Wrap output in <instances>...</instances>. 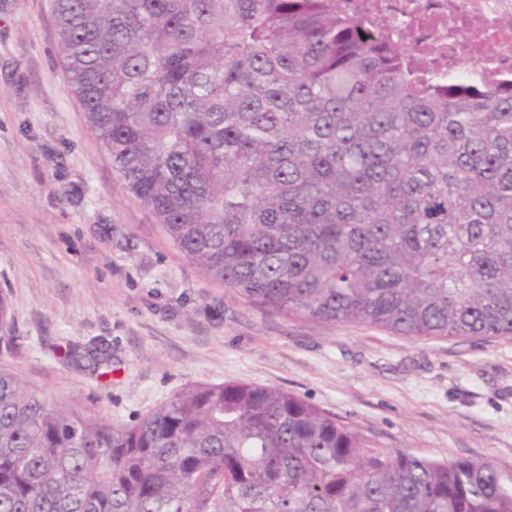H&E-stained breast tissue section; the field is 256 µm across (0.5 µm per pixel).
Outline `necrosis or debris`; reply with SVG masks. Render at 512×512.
Segmentation results:
<instances>
[{
  "label": "necrosis or debris",
  "instance_id": "necrosis-or-debris-1",
  "mask_svg": "<svg viewBox=\"0 0 512 512\" xmlns=\"http://www.w3.org/2000/svg\"><path fill=\"white\" fill-rule=\"evenodd\" d=\"M465 83L512 76V0H336Z\"/></svg>",
  "mask_w": 512,
  "mask_h": 512
}]
</instances>
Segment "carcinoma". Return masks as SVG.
<instances>
[{
  "mask_svg": "<svg viewBox=\"0 0 512 512\" xmlns=\"http://www.w3.org/2000/svg\"><path fill=\"white\" fill-rule=\"evenodd\" d=\"M50 8L68 92L205 278L286 317L512 338V80L420 76L336 0ZM0 512H512V473L274 387L114 425L0 370Z\"/></svg>",
  "mask_w": 512,
  "mask_h": 512,
  "instance_id": "carcinoma-1",
  "label": "carcinoma"
}]
</instances>
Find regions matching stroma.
<instances>
[{"label":"stroma","instance_id":"obj_1","mask_svg":"<svg viewBox=\"0 0 512 512\" xmlns=\"http://www.w3.org/2000/svg\"><path fill=\"white\" fill-rule=\"evenodd\" d=\"M0 295V369L48 401L130 424L190 386H271L512 472V339L287 318L204 278L68 93L48 0H0Z\"/></svg>","mask_w":512,"mask_h":512}]
</instances>
